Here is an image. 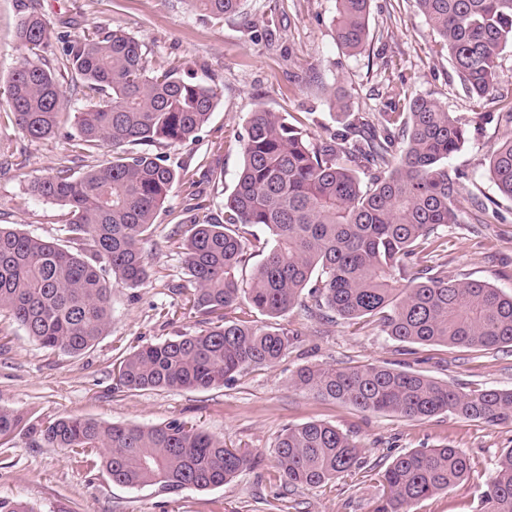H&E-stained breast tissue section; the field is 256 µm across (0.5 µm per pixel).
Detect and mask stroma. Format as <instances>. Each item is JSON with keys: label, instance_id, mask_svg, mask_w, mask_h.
Here are the masks:
<instances>
[{"label": "stroma", "instance_id": "stroma-1", "mask_svg": "<svg viewBox=\"0 0 512 512\" xmlns=\"http://www.w3.org/2000/svg\"><path fill=\"white\" fill-rule=\"evenodd\" d=\"M49 20L51 48L40 61L55 70L69 117L46 140H33L6 118L0 105V225L54 241L65 210L32 195L31 182L62 165L87 169L101 152L75 156L73 119L85 100L70 74L60 71L65 41L98 29H121L142 41L149 58L176 66L187 79L215 83L218 98L208 123L192 143L167 148L171 164L204 160L222 171L199 187L180 174L142 249L149 268L139 288L112 290L107 336L78 357L42 348L9 316L0 315V408L29 424L0 441V498L21 499L38 512H373L386 489L380 474L400 453L449 446L471 468L459 484L415 504L411 512H480V497L500 455L512 448V424L491 425L444 413L409 419L364 411L296 389L304 366L383 365L420 372L463 390L512 389V347L458 348L409 345L386 336L371 321L312 313L304 298L281 317L293 335L289 351L272 368H255L234 382L201 390L130 392L117 388L112 364L146 343L205 327L184 306L192 282L182 254L178 222L195 192L219 214L237 179L250 112L256 105L305 121L316 136L362 115L405 112L424 96L440 102L470 126L468 143L448 161L460 172L461 221L442 232L435 261L452 279H476L512 292V200L501 197L488 174L492 151L512 136L498 114L512 104V49L488 99L477 101L459 78L436 30L415 0H372L364 51L347 53L334 37L336 0H242L238 14L218 21L191 9L187 0H0V93L20 54L16 28L27 4ZM347 97V113L328 104L329 89ZM497 118L482 121L481 113ZM64 415L116 424L162 426L179 420L223 439L226 447L259 455L255 469L230 483L174 496L159 487L130 489L112 483L102 469L87 470L63 448L38 444L29 430ZM322 421L348 434L365 459L361 470L320 487L293 488L280 477L274 457L287 426Z\"/></svg>", "mask_w": 512, "mask_h": 512}]
</instances>
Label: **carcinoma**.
I'll list each match as a JSON object with an SVG mask.
<instances>
[{"instance_id":"obj_1","label":"carcinoma","mask_w":512,"mask_h":512,"mask_svg":"<svg viewBox=\"0 0 512 512\" xmlns=\"http://www.w3.org/2000/svg\"><path fill=\"white\" fill-rule=\"evenodd\" d=\"M215 19L236 14L242 0H187ZM371 0H336V41L351 53L369 38ZM447 47L464 93L482 100L500 78L512 48V0H416ZM23 49L7 85L15 124L33 139L55 134L64 94L34 56L50 47L49 24L36 6L21 17ZM83 81L75 148L101 150L87 170L64 166L31 185V192L68 209L66 243L0 226V313L12 316L43 348L77 356L107 335L112 286L148 278L141 242L156 224L176 181L156 144L181 146L210 119L217 88L188 80L145 56L122 30L97 29L71 40L60 61ZM354 139L344 129L315 138L298 119L258 105L240 140L242 166L224 196L222 217L199 216L187 226L184 263L194 288L185 304L210 327L137 347L113 365L117 386L131 392L208 389L245 370L272 367L288 353L290 333L269 324L225 320L244 302L271 319L308 294L320 314L368 318L410 344L512 347V293L482 281L450 280L424 251L442 227L460 222L457 184L448 159L469 140L467 123L439 102L416 97L407 112L364 120ZM488 173L512 200V138L500 143ZM369 175L362 185L361 175ZM266 227L271 244L247 287L239 271L251 258L242 228ZM294 387L364 411L406 418L455 414L487 424L512 422V390L463 392L433 377L382 365L305 366ZM23 417L0 409V439ZM48 447L65 448L76 463L102 468L129 488L168 493L224 486L253 469L257 456L184 422L141 427L66 416L33 428ZM284 482L318 487L363 464L362 449L336 426L312 421L287 426L274 449ZM469 469L456 448H416L395 457L382 477L389 493L373 512H411L421 499L461 482ZM484 512H512V448L482 493Z\"/></svg>"}]
</instances>
